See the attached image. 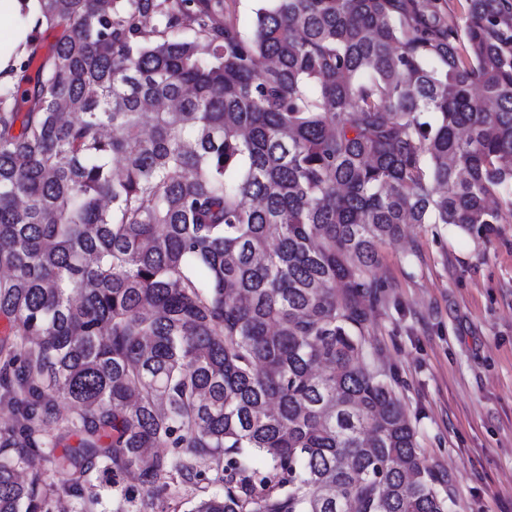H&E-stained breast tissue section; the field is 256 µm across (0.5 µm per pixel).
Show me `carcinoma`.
I'll list each match as a JSON object with an SVG mask.
<instances>
[{"instance_id":"carcinoma-1","label":"carcinoma","mask_w":512,"mask_h":512,"mask_svg":"<svg viewBox=\"0 0 512 512\" xmlns=\"http://www.w3.org/2000/svg\"><path fill=\"white\" fill-rule=\"evenodd\" d=\"M264 2L40 0L0 83V512L129 476L113 512H448L362 336L404 225L512 223V0ZM224 20L232 19L242 31L249 30L260 0H222ZM201 487H207L205 489L206 494L219 491L221 488L219 486L215 485H208L206 482L200 483L198 486H179V487H172L170 490H168L166 493H161L162 499L165 503V505L171 504L174 500H178L179 498H191L198 495H203V490Z\"/></svg>"}]
</instances>
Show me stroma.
<instances>
[{
	"label": "stroma",
	"instance_id": "obj_1",
	"mask_svg": "<svg viewBox=\"0 0 512 512\" xmlns=\"http://www.w3.org/2000/svg\"><path fill=\"white\" fill-rule=\"evenodd\" d=\"M364 359L392 382L451 512H512V223L411 225L384 245Z\"/></svg>",
	"mask_w": 512,
	"mask_h": 512
}]
</instances>
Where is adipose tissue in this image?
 <instances>
[{"label":"adipose tissue","mask_w":512,"mask_h":512,"mask_svg":"<svg viewBox=\"0 0 512 512\" xmlns=\"http://www.w3.org/2000/svg\"><path fill=\"white\" fill-rule=\"evenodd\" d=\"M39 0H0V80L15 81L17 60L28 45Z\"/></svg>","instance_id":"1"}]
</instances>
